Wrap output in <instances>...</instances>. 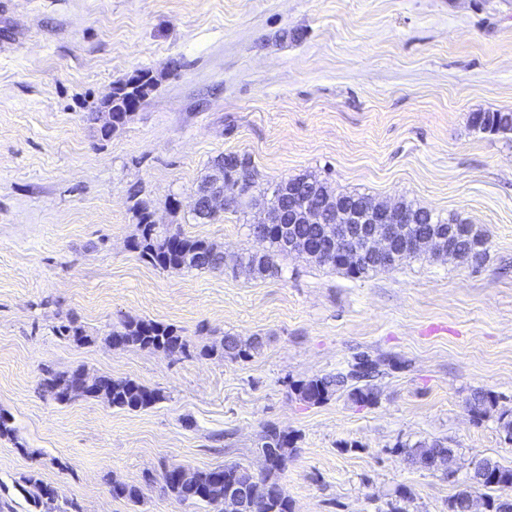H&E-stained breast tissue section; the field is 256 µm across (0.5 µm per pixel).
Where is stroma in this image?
Here are the masks:
<instances>
[{
	"label": "stroma",
	"instance_id": "stroma-1",
	"mask_svg": "<svg viewBox=\"0 0 512 512\" xmlns=\"http://www.w3.org/2000/svg\"><path fill=\"white\" fill-rule=\"evenodd\" d=\"M155 90L111 136L93 120L119 81ZM512 111V0H0V512H29L27 477L80 512H223L182 504L164 468L260 472L273 425L293 512H448L475 461L512 465V137L470 126ZM248 155L256 187L313 174L336 191L460 214L489 238L481 266L423 255L353 279L302 257L276 278L162 270L132 240L153 219L229 254L257 251V206L192 215L217 156ZM76 318L91 341L58 335ZM181 330L191 357L110 347L112 325ZM261 337L247 360L200 356ZM382 361L377 404L311 405L293 382ZM85 367L165 398L128 411L44 395V369ZM440 439L455 474L413 466L402 442ZM139 502L113 498V481ZM410 499L397 495L400 488ZM498 404V396L491 391L479 390L474 392L468 401V411L474 420L480 421L487 416Z\"/></svg>",
	"mask_w": 512,
	"mask_h": 512
}]
</instances>
